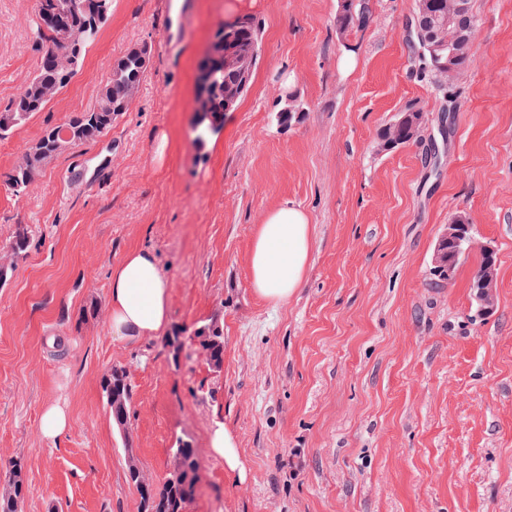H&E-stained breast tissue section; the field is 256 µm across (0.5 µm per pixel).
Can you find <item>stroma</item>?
Instances as JSON below:
<instances>
[{"label": "stroma", "mask_w": 512, "mask_h": 512, "mask_svg": "<svg viewBox=\"0 0 512 512\" xmlns=\"http://www.w3.org/2000/svg\"><path fill=\"white\" fill-rule=\"evenodd\" d=\"M189 2L170 42L165 0H112L72 83L0 142V262L13 264L0 287V464L23 466L21 512H139L127 455L163 482L180 436L200 460L189 512H512V0H471L474 57L449 87L409 47L415 0H371V21L345 39L340 0ZM35 9L0 0V109L34 74ZM244 15L261 35L251 84L197 146L203 50ZM143 44L128 112L15 196L4 173L92 108L111 63ZM411 107L424 110L421 139L377 151L378 131ZM284 200L308 213L313 248L304 287L273 306L250 286L248 255ZM460 214L471 246L436 280V241ZM21 226L30 243L14 260ZM487 246L497 301L479 318L471 284ZM136 248L171 281V327L223 323L221 370L190 348L176 364L160 340L111 335V271ZM113 366L132 389L122 429L101 388ZM55 401L72 427L51 442L40 417ZM218 423L245 480L209 452Z\"/></svg>", "instance_id": "stroma-1"}]
</instances>
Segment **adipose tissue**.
Masks as SVG:
<instances>
[{
  "label": "adipose tissue",
  "instance_id": "ef3b65f1",
  "mask_svg": "<svg viewBox=\"0 0 512 512\" xmlns=\"http://www.w3.org/2000/svg\"><path fill=\"white\" fill-rule=\"evenodd\" d=\"M312 248L307 213L285 200L264 216L250 246L248 263L253 291L282 305L302 288ZM171 283L156 256L128 250L113 268L108 323L113 336L134 346L163 336L170 315Z\"/></svg>",
  "mask_w": 512,
  "mask_h": 512
}]
</instances>
